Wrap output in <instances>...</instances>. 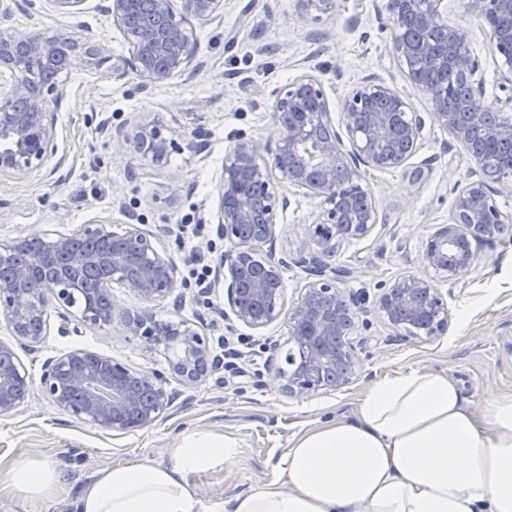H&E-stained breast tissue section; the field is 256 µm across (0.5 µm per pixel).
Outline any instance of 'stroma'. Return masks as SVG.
<instances>
[{
    "label": "stroma",
    "instance_id": "1",
    "mask_svg": "<svg viewBox=\"0 0 512 512\" xmlns=\"http://www.w3.org/2000/svg\"><path fill=\"white\" fill-rule=\"evenodd\" d=\"M5 23L33 34L66 27L98 44L112 58L126 57L128 34L104 12V0H84L78 13L58 15L50 0H9ZM452 17L469 25L472 48L484 66L487 102L512 94L487 33L450 0ZM198 44L195 70L167 85L142 89L134 73L114 78L107 67L83 66L65 76L64 106L57 115L58 152L65 162L56 171L22 182L0 181V241L32 233H71L83 224H105L123 233L129 218L156 236V246L176 262L185 250L178 224H208L218 200L224 156L239 137L266 138L269 114L294 79L319 78L339 113L345 96L363 77L403 86L390 54L391 24L382 0H224L212 22H192ZM161 122L174 142L160 163L136 151L117 152L112 132ZM413 166H426L416 179L410 168L371 175L379 222L363 238L341 243L331 263L347 270L341 288L353 299L357 340L363 341L352 384L339 392L296 399L274 382L286 369L287 327L276 322L251 329L224 313L223 289L201 296L190 281L156 307L158 319L194 324L208 336L213 354L224 338L265 342L267 365L261 373L243 368L236 375L213 369L196 385L169 376L162 349L124 336L121 326L107 332L53 329L34 349L16 353L38 383L44 364L78 348L112 357L129 368L164 374L171 406L155 425L125 433L80 422L41 393L20 411L0 415V480L29 458L56 461L59 483L44 500L13 495L0 483V512H75V501L96 471L138 461L167 462L172 448L193 432L236 438L241 450L233 469L216 467L191 474L203 499L221 500L239 491L280 480L278 466L292 440L326 420L348 416L359 398L384 374L409 368L445 370L463 384L473 410L493 391L512 390V244H478L479 261L469 272L437 278L448 302V332L438 339H406L378 315L379 295L408 274L424 271L422 254L434 225L452 216L453 189L474 168L467 148L437 125H427ZM290 205L279 217L277 251L298 256L308 248V228L316 200L289 192Z\"/></svg>",
    "mask_w": 512,
    "mask_h": 512
}]
</instances>
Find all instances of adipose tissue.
I'll return each mask as SVG.
<instances>
[{"label": "adipose tissue", "instance_id": "adipose-tissue-1", "mask_svg": "<svg viewBox=\"0 0 512 512\" xmlns=\"http://www.w3.org/2000/svg\"><path fill=\"white\" fill-rule=\"evenodd\" d=\"M230 437L195 432L170 463L99 469L76 512H512V391L490 394L474 412L445 370L411 369L373 382L352 417L295 438L283 481L206 502L191 473L232 468ZM55 461L10 470L11 489L32 499L58 483Z\"/></svg>", "mask_w": 512, "mask_h": 512}]
</instances>
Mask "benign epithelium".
Here are the masks:
<instances>
[{
    "label": "benign epithelium",
    "instance_id": "7a95c632",
    "mask_svg": "<svg viewBox=\"0 0 512 512\" xmlns=\"http://www.w3.org/2000/svg\"><path fill=\"white\" fill-rule=\"evenodd\" d=\"M149 33L130 41L129 56L110 66L112 73L132 70L141 87L169 83L194 67L197 43L189 22L208 21L223 9V0H149ZM131 0H109L107 11L119 26H128ZM392 24L390 52L404 72L408 90L367 77L344 100L341 124L336 129L322 82L313 75L299 76L278 98L270 113L273 136L261 144L238 138L224 158L215 223L224 236V254L213 269V286L224 288V305L244 325L260 330L284 320L289 340L303 345L308 357L275 379L290 396L307 398L320 391H340L351 383L360 362L351 339L352 301L338 285L345 271L327 263L338 245L362 238L377 224L375 198L367 174L405 166L416 154L425 129L410 92L428 95L430 121L469 145L473 134L512 148V96L497 105L484 99V78L471 46L470 30L448 22V0H383ZM466 12L479 18L491 33L494 50L503 62V79L512 84V0H465ZM424 31L444 37L439 51L421 40L405 20ZM42 63L52 78L36 82L27 62ZM439 72L452 73L461 82L458 102L448 106V92L426 84L423 61ZM110 61L103 50L63 28L19 35L0 27V180H25L58 153L57 111L62 93L59 74L82 63L99 66ZM120 150L134 143L138 152L159 161L172 141L163 125L137 132L112 131ZM471 155L477 178L459 188L452 202V217L438 224L426 241L423 264L448 279L476 264L471 227L481 229L479 241L500 239L508 218L495 196L512 192V174L491 172L476 152ZM286 184L320 200L321 210L310 223V251L300 258L309 281L291 306H286L282 270L288 253L270 249L258 267L249 266L255 246L274 244L279 214L288 197L279 192ZM112 238L105 224H84L70 234L34 233L0 242V321L11 335L35 346L49 332L51 309L65 322L106 331L115 323L128 336L173 352L170 374L193 385L213 368L209 340L186 322L164 334L148 314L133 312L114 299L100 308L72 317L73 296L85 279L95 289L112 295L118 287L145 304L163 302L177 288L176 262L159 251L151 235L131 223L122 234L125 246L106 251L96 244ZM379 315L405 337L437 338L448 331V303L433 277L408 274L376 300ZM135 371L108 357L74 349L47 362L40 377L43 392L63 411L83 422L112 432L149 428L170 406L172 397L158 373H140L151 387L143 401L131 383ZM31 397V384L14 348L0 342V414L18 411Z\"/></svg>",
    "mask_w": 512,
    "mask_h": 512
}]
</instances>
